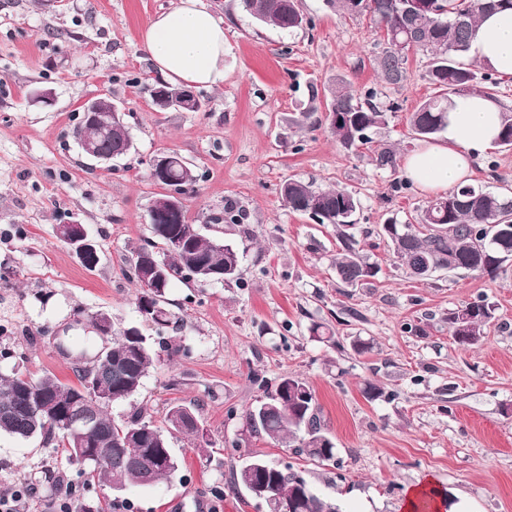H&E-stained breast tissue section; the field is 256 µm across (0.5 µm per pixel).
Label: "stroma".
<instances>
[{
    "label": "stroma",
    "instance_id": "stroma-1",
    "mask_svg": "<svg viewBox=\"0 0 512 512\" xmlns=\"http://www.w3.org/2000/svg\"><path fill=\"white\" fill-rule=\"evenodd\" d=\"M176 0H0V373L5 354L25 356L24 372L75 382V357L56 336L81 343L89 320L136 321L132 252L150 239L149 209L166 186L149 176L162 151H174L199 176L185 196L187 220L241 254L237 278L205 287L179 279L167 307L181 316L185 354H162L138 396L162 422L167 404L195 400L208 451L171 441L174 481L114 495L95 483L91 498L108 512H265L235 484L247 452L301 471L321 495L354 512H402L408 488L431 480L473 498L481 512H512V261L494 274L439 271L411 277L379 236L381 224L418 223L431 199L406 184L403 169L377 167L372 148L405 157L421 145L409 117L434 96L428 60L410 54L406 77L382 80L375 59L383 33L326 0H298L303 28L284 31L255 20L241 0H203L224 20V81L193 92L201 112H161L150 100L159 74L142 31ZM373 95L388 110L371 131L373 146L347 148L327 113L338 85ZM51 104L36 102L38 90ZM107 93L125 114L134 147L107 164L87 160L73 137L83 103ZM289 179L352 192V233L381 271L350 288L336 277L340 229L289 209ZM472 184L512 198V147L484 153ZM236 221L224 223L225 210ZM84 224L100 262L85 269L55 232ZM477 299L495 318L476 345L458 343L448 313ZM325 325L331 340L314 337ZM369 342L357 352L354 340ZM306 379L340 466H320L295 449L249 435L243 415L264 396L253 375ZM382 389L368 398L366 384ZM39 440L0 436V494L28 480L26 512H52L55 481L75 480Z\"/></svg>",
    "mask_w": 512,
    "mask_h": 512
}]
</instances>
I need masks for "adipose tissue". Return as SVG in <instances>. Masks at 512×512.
Instances as JSON below:
<instances>
[{
  "instance_id": "adipose-tissue-1",
  "label": "adipose tissue",
  "mask_w": 512,
  "mask_h": 512,
  "mask_svg": "<svg viewBox=\"0 0 512 512\" xmlns=\"http://www.w3.org/2000/svg\"><path fill=\"white\" fill-rule=\"evenodd\" d=\"M142 40L159 73L170 81L223 82L224 21L201 0H179L158 14L146 25ZM469 55L493 72L512 77V8L481 16ZM503 112L498 101L482 94L454 97L438 140L407 155L408 178L435 193L468 182L480 153L495 146Z\"/></svg>"
}]
</instances>
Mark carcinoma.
Wrapping results in <instances>:
<instances>
[{"label":"carcinoma","mask_w":512,"mask_h":512,"mask_svg":"<svg viewBox=\"0 0 512 512\" xmlns=\"http://www.w3.org/2000/svg\"><path fill=\"white\" fill-rule=\"evenodd\" d=\"M332 6L351 16H367L371 24L384 32L386 48L376 60V69L386 81L404 80L407 51L428 55L429 81L437 89L435 96L413 112L410 123L419 137L432 139L440 131L452 98L474 88L472 64L465 62L469 41L481 14L498 8H512V0H439L438 12L407 14L404 0H328ZM244 9L256 20L293 30L296 3L283 7L278 0H243ZM404 44L405 54L395 50ZM331 111L340 119L329 122V129L341 144L352 147L369 143L368 132L385 122V112L364 105L344 85L336 87ZM76 141L94 142L105 153L125 154L120 141L110 134L108 117L86 130L77 125ZM373 161L380 168L396 166L395 152L379 146ZM198 181V175L184 162L168 174L165 185L181 195ZM288 207L295 212L305 209L308 198L322 201L317 215L321 224L354 226L345 215L356 212L357 198L342 189H315L302 181L290 179L282 186ZM153 240L134 251L131 269L139 292L135 307L142 322L161 330L176 318L166 307L165 291L174 278L194 280L200 284L237 277L240 253L230 244L203 235L197 225L179 223L151 225ZM382 235L393 245L394 254L412 276L425 269L451 265L473 272H495L512 260V199L470 184L459 186L428 202L419 219L411 224H384ZM173 237L185 239V251H171ZM357 242L345 235L344 247L336 257L338 279L356 287L375 277L380 268L361 255ZM156 262L163 276L152 288L141 282L139 271L144 264ZM493 319V307L483 300L468 302L448 312V325L461 343L474 345L484 336ZM180 352V345L153 339L143 333L141 322L112 328V345L107 347L110 362L97 363L79 370L78 383L61 381L52 373L39 377L17 370L0 377V433L17 438H41L45 447L63 453L60 463L71 465L72 451L80 442L86 444V461L79 468L81 482L75 484L79 499L76 512H105L98 503L88 501L85 487L94 481L149 488L161 480H172L179 462L171 451V439L179 434L189 440L197 435L201 424L199 404L195 400L167 405L164 425L153 421L152 406L134 404L126 418L117 421L109 406L100 403L102 396H112V403L131 400L138 394L144 379L159 361V351ZM92 416L88 437L73 435L63 440L60 423L77 422ZM249 430L300 453L324 466H337V448L322 430L317 415L315 390L308 381L295 376L280 378L274 390L244 415ZM235 483L264 487L262 502L267 512H340L341 506L313 491L307 479L289 464L265 462L262 468L240 466Z\"/></svg>","instance_id":"cac0c4a2"}]
</instances>
